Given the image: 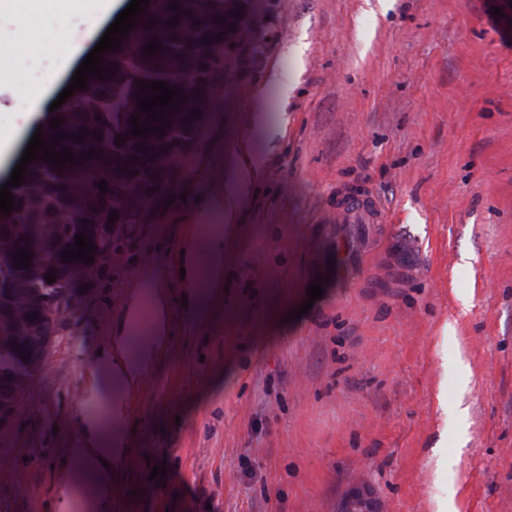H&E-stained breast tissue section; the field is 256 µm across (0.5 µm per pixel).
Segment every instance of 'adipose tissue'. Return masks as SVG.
I'll return each mask as SVG.
<instances>
[{
  "mask_svg": "<svg viewBox=\"0 0 512 512\" xmlns=\"http://www.w3.org/2000/svg\"><path fill=\"white\" fill-rule=\"evenodd\" d=\"M198 249L189 255L192 270L206 268L211 287L224 282V240L201 228L196 240ZM155 335L151 345L131 346L130 336L136 335L137 317H130L121 327L122 339L114 346L113 357L98 361L95 371L99 391L104 400L114 394L138 388L145 379L146 366L157 346L168 337V307L163 295L153 298ZM74 465L62 484V501L66 512H105L112 494V469L118 466L117 451L109 432L91 425L85 429L81 447L68 451Z\"/></svg>",
  "mask_w": 512,
  "mask_h": 512,
  "instance_id": "obj_1",
  "label": "adipose tissue"
}]
</instances>
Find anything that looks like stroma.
Segmentation results:
<instances>
[{"mask_svg":"<svg viewBox=\"0 0 512 512\" xmlns=\"http://www.w3.org/2000/svg\"><path fill=\"white\" fill-rule=\"evenodd\" d=\"M502 0H253L170 204L119 238L0 429V512H63L88 421L119 437L107 512H512V20ZM55 26L0 24V71ZM278 72L287 94L268 93ZM262 163L240 181L242 152ZM239 184L224 288L182 279L200 206ZM367 189L389 224H326ZM324 293L309 300L307 289ZM169 337L111 408L128 310ZM300 319H293L295 309ZM165 466L163 486L150 481ZM155 335L149 346L133 347L127 340L114 344L111 356L98 361L95 371L102 398L112 404V395L138 388L145 379L146 366L154 349L165 343L168 337V307L162 294L153 298ZM341 512H379L380 507L367 486H356L347 491L341 503Z\"/></svg>","mask_w":512,"mask_h":512,"instance_id":"obj_1","label":"stroma"}]
</instances>
